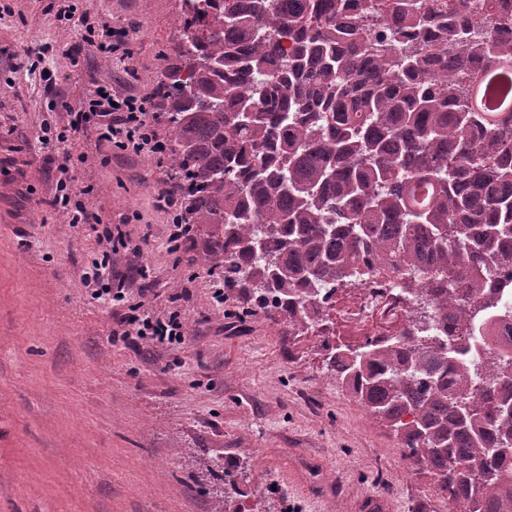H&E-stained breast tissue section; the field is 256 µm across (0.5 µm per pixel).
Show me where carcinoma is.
Instances as JSON below:
<instances>
[{
  "mask_svg": "<svg viewBox=\"0 0 512 512\" xmlns=\"http://www.w3.org/2000/svg\"><path fill=\"white\" fill-rule=\"evenodd\" d=\"M512 0H182L160 89L200 261L296 333L336 289L384 273L411 295L389 347L328 366L429 471L452 512H512V354L445 342L512 318ZM289 43L285 50L283 43ZM426 307V313L420 308Z\"/></svg>",
  "mask_w": 512,
  "mask_h": 512,
  "instance_id": "1",
  "label": "carcinoma"
}]
</instances>
